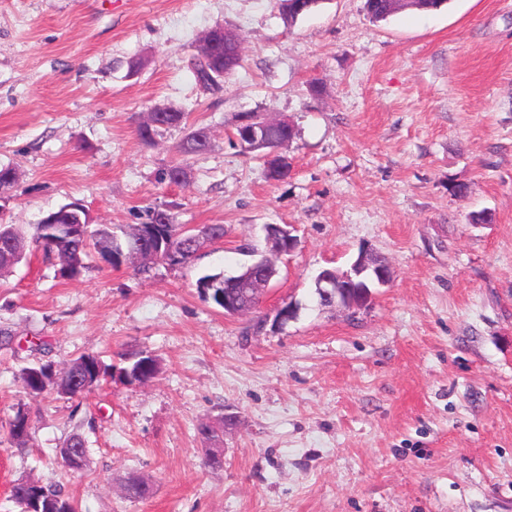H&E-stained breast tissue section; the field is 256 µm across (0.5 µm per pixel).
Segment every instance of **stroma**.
Segmentation results:
<instances>
[{"label":"stroma","instance_id":"stroma-1","mask_svg":"<svg viewBox=\"0 0 512 512\" xmlns=\"http://www.w3.org/2000/svg\"><path fill=\"white\" fill-rule=\"evenodd\" d=\"M217 25L243 49L212 93L192 63ZM157 104L188 126L146 142ZM244 112L293 125L287 179L235 145ZM196 127L210 148L179 157ZM180 160L189 182H162ZM0 166L18 174L0 223L77 202L94 224L161 206L226 229L183 268L94 258L67 279L35 251L0 281V512H20L24 475L63 484L81 512H512V0L380 22L364 0H320L290 26L275 0H0ZM267 224L299 244L275 260L257 333L197 281L266 250ZM364 249L392 282L357 313L320 306L318 273ZM139 351L161 362L146 385L33 399L19 382L36 363ZM21 403L23 453L6 427ZM222 413L211 469L197 427ZM73 433L88 463L67 473L54 450ZM132 475L149 497L123 495Z\"/></svg>","mask_w":512,"mask_h":512}]
</instances>
